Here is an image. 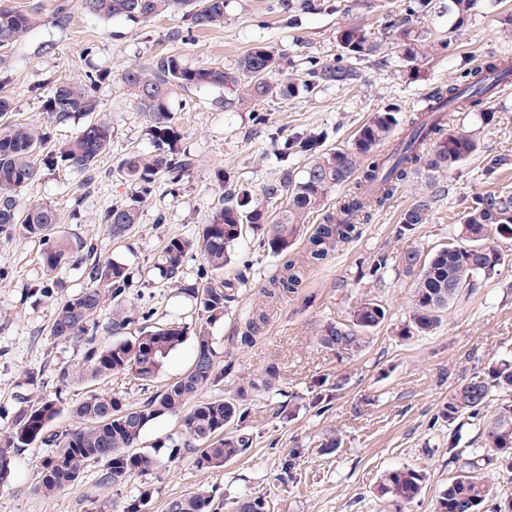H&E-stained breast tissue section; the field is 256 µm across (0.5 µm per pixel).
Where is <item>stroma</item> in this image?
<instances>
[{"instance_id": "1", "label": "stroma", "mask_w": 512, "mask_h": 512, "mask_svg": "<svg viewBox=\"0 0 512 512\" xmlns=\"http://www.w3.org/2000/svg\"><path fill=\"white\" fill-rule=\"evenodd\" d=\"M405 2L317 0L316 10L292 25L280 0H228L223 26L185 37L178 10L145 21L102 20L88 14L81 0H0V6L33 19L0 63V96L12 103L5 119L48 130L46 151L57 150L77 130L73 123L48 125L44 101L49 81L80 80L91 72L109 75L97 86L96 96L98 118L112 127V146L98 160L94 178L61 167L46 169L21 190L22 201L50 206L60 232L93 247L97 259L127 264L134 275L127 307L135 316H148L153 325L195 322L194 300L164 284L152 266L170 238L200 231L225 184L257 190L283 168L302 170L304 158L284 160L277 153L288 133L323 131L327 145H345L373 113L394 105L405 112L423 106L469 55L507 49L500 17L512 10V0L480 10L448 52L439 48L448 36V0H437L432 12L418 19L423 39L417 70L409 72L384 44L388 19L402 15ZM62 5L68 18L60 26L55 17ZM348 24L364 26L384 44L380 58L362 63L364 79L357 85L333 86L311 99L255 100L216 87L175 90L169 110L179 150L192 165L178 184L158 177L140 207L136 229L124 239H113L104 214L133 192L120 163L156 150L146 117L119 80L127 65L148 66L164 55L191 67L230 69L262 42L276 45L301 70L307 57L336 58V32ZM492 106L495 117L481 127L480 153L439 179L428 223L407 233L400 230L403 213L425 188L419 177L376 209L357 239L311 269L296 292L274 300L265 298L262 289L279 272L282 258L262 252L250 239L238 245L235 262L248 264V284L223 321L211 328L220 360L233 362L235 371L218 385L205 386L200 396L221 397L240 380L260 377L271 368L278 372L273 390L248 397L253 445L244 455L221 468H197L185 449L164 448V440L179 438L181 432L180 418L165 416L145 429L137 447L156 456L154 469L112 486L100 483L102 467L97 464L84 472L78 487L44 496L34 485L51 449L38 444L19 452L10 482L0 486V512H94L106 499L115 512H122L142 496L147 499L143 512H166L170 499L211 487L227 503L245 494L263 497L270 512H435L456 472L448 462V424L439 415L449 395L475 371L512 353V242L500 244L505 255L500 275L451 304L428 336L400 334L413 279L398 270L394 259L411 245L434 253L447 243L476 192L512 186V170L492 180L482 176L485 153L512 154V86ZM258 114L265 116L264 124H256ZM42 251L37 239L18 232L0 234V431L10 425L22 396L57 394L69 405L96 389L121 394L136 405L188 370L194 358L190 339L170 355L150 385L118 374L92 387H60L56 371L79 356L81 345L51 336L53 300L84 287V265L76 259L58 269L54 298L42 297ZM382 255L389 260L383 279L361 276V264ZM368 298L386 307L388 320L374 331L367 348L343 359L322 348L317 342L321 328L347 322L356 304ZM258 309L266 313V322L251 346H240L242 319ZM28 373L35 376V385H24ZM319 392L329 398L321 413L312 406ZM332 435L341 438L340 447H325ZM295 448L300 451L295 475L287 481L281 477V462ZM404 467L425 473L422 493L411 504L386 505L376 497V487L388 471Z\"/></svg>"}]
</instances>
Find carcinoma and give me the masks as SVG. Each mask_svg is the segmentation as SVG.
Listing matches in <instances>:
<instances>
[{
    "instance_id": "cac0c4a2",
    "label": "carcinoma",
    "mask_w": 512,
    "mask_h": 512,
    "mask_svg": "<svg viewBox=\"0 0 512 512\" xmlns=\"http://www.w3.org/2000/svg\"><path fill=\"white\" fill-rule=\"evenodd\" d=\"M91 15L102 18L147 20L168 10L181 9L192 27L224 24L226 0H81ZM486 0H448V43L460 34ZM433 0H413L405 17L389 24L388 32L399 58L416 72L421 32L413 17L427 14ZM32 26V18L21 11L0 7V48L19 41ZM342 53L332 61L316 57L307 61L299 74L288 73L277 83L266 80L273 72H284L289 61L268 44L252 47L234 69L191 68L173 56H161L150 67L131 64L120 74L140 111L149 116L151 136L158 147L152 155L134 154L121 162L125 178L136 187L129 201L106 212L105 223L113 238L122 239L139 224V206L151 192L156 177L166 174L176 183L191 165L176 145L179 133L171 123L168 98L173 90L213 86L227 92L244 90L256 98L313 97L329 86L355 85L362 80L358 64L375 56L381 43L364 27L350 24L336 31ZM107 73L88 75L84 81H54L45 112L48 122L79 121L75 136L63 147L44 157L47 167L63 166L85 175L94 173L99 158L110 148L112 127L93 119L98 101V83ZM512 77V64L505 58L488 56L475 60L448 84L435 91L420 114L401 117L395 107L374 113L357 130L350 145L320 150L322 135L292 132L279 148L282 156H306L302 173L281 171L275 183L259 193L246 187L224 190L219 204L193 237L172 238L158 255L154 269L159 277L196 300L200 322L190 328L179 323L131 326L135 319L126 310L127 288L132 276L118 259L100 262L93 248L63 237L56 231L52 208L25 205L20 191L40 176L35 159L43 150L45 134L23 124L0 126V234L19 231L43 242L42 265L53 273L82 252L86 285L56 303L51 335L82 344L80 356L59 367L57 381L93 384L117 374H131L148 383L160 372L165 360L187 336L195 346L188 371L164 390L133 406L122 395L93 391L83 400L63 408L59 398L47 395L18 402L9 427L0 432V485L8 482L16 455L23 448L44 443L56 448L41 464L35 491L43 495L72 489L85 469L101 461L107 464L102 482L121 485L155 465L152 456L133 451L145 429L166 416L181 417L182 432L177 446L189 448L200 469L220 468L245 454L251 435L245 431L250 409L248 393L275 386L278 373L270 369L261 384H240L222 397L198 399L200 391L231 371L232 364L219 366L211 326L224 319V312L246 286L240 275L229 276L235 247L247 236L272 256H286L279 273L265 290V296L292 293L302 286L307 269L328 259L358 238L359 221L369 210L387 200L419 175L430 184L466 162L480 149V131L463 124L447 125L451 112H478L484 122L494 117L489 107L496 82ZM482 172L490 177L512 166V154L484 155ZM355 183L338 202L336 211L305 238L302 252H292L302 238L310 214L321 210L331 192ZM285 205L274 212L271 200ZM432 200L422 195L403 214L401 229L410 230L429 220ZM512 241V189L503 187L477 193L458 220L448 244L425 257L417 246L396 256L398 267L414 276L409 319L402 335L426 336L440 324L448 306L470 294L480 284L499 275L504 262L499 242ZM200 255L210 272L205 283H189L183 277L188 253ZM112 304V317L105 329L112 342L97 340L98 315L105 303ZM266 314L255 312L241 324L239 342L250 345L265 323ZM388 319L384 305L374 299L360 302L345 323L323 326L320 344L339 357H353L363 351L370 335ZM81 425L57 435L45 436L50 423L63 411ZM442 420L456 429L448 434V462L458 465L457 475L436 501V512H497L499 471H512V359L505 357L476 371L450 396L441 412ZM478 428L483 452L464 457L457 450L464 425ZM425 474L413 468H399L385 474L378 497L401 507L415 501L423 490ZM217 491L200 489L172 500L167 512H216ZM232 512H268L259 496H243L233 502Z\"/></svg>"
}]
</instances>
